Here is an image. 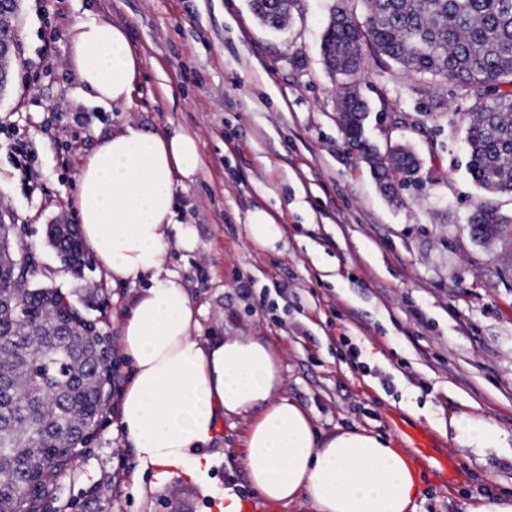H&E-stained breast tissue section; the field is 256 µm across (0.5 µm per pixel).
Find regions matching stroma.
<instances>
[{
	"mask_svg": "<svg viewBox=\"0 0 512 512\" xmlns=\"http://www.w3.org/2000/svg\"><path fill=\"white\" fill-rule=\"evenodd\" d=\"M337 0H299L288 25H262L250 0H19L9 84L0 93V208L9 211L30 287L58 290L95 321L112 383L95 432L47 485L35 512H219L206 489L234 488L249 512H311L302 500L261 501L243 466L248 420L225 418L210 486L185 476L155 484L118 431L133 368L120 342L134 291L112 286L92 251L61 261L53 224H77V176L100 139L134 123L184 132L203 165L176 189L196 245L169 237L166 267L200 308L195 337L263 336L279 351L283 394L323 433L361 427L413 454L429 434L418 512L512 492V235L475 239L484 203L512 219V193L468 174L456 85L419 80L366 56L357 90L367 141L402 143L421 159L415 183L384 194L338 122L341 80L321 36ZM124 27L143 68L127 103H91L69 58V29L88 17ZM276 220V249L247 229L255 209ZM483 419L507 439L469 444ZM458 465L442 472L438 459ZM118 475L117 485L108 478Z\"/></svg>",
	"mask_w": 512,
	"mask_h": 512,
	"instance_id": "stroma-1",
	"label": "stroma"
}]
</instances>
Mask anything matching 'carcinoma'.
<instances>
[{"label": "carcinoma", "instance_id": "1", "mask_svg": "<svg viewBox=\"0 0 512 512\" xmlns=\"http://www.w3.org/2000/svg\"><path fill=\"white\" fill-rule=\"evenodd\" d=\"M298 0H256L259 21L282 28ZM406 73L448 80L473 101L468 113L467 170L489 193L512 191V0H340L321 39L328 71L353 84L364 51ZM368 105L357 93L341 98L339 120L348 147L370 165L385 192L409 181L419 160L409 148L389 160L365 139ZM471 233L490 241L507 229L504 217L478 207ZM66 259H81L77 230L56 240ZM28 270L0 256V507L31 512L46 479L64 470L97 422L106 386L108 356L84 353L82 324L49 288H25Z\"/></svg>", "mask_w": 512, "mask_h": 512}]
</instances>
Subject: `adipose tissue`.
Returning a JSON list of instances; mask_svg holds the SVG:
<instances>
[{
  "mask_svg": "<svg viewBox=\"0 0 512 512\" xmlns=\"http://www.w3.org/2000/svg\"><path fill=\"white\" fill-rule=\"evenodd\" d=\"M70 56L86 96L107 106L129 100L142 59L126 31L104 20L76 23ZM203 165L186 133L135 125L107 134L81 168L76 209L82 237L113 284L150 276L124 315L121 348L134 371L118 424L142 469L165 480L186 467L205 476L208 449L224 416L249 420L242 461L253 490L270 502L305 499L313 512H417L419 475L382 434L336 427L323 434L311 415L281 395L276 347L261 336L200 345L197 311L165 267L169 236L195 245L176 221V186Z\"/></svg>",
  "mask_w": 512,
  "mask_h": 512,
  "instance_id": "adipose-tissue-1",
  "label": "adipose tissue"
}]
</instances>
